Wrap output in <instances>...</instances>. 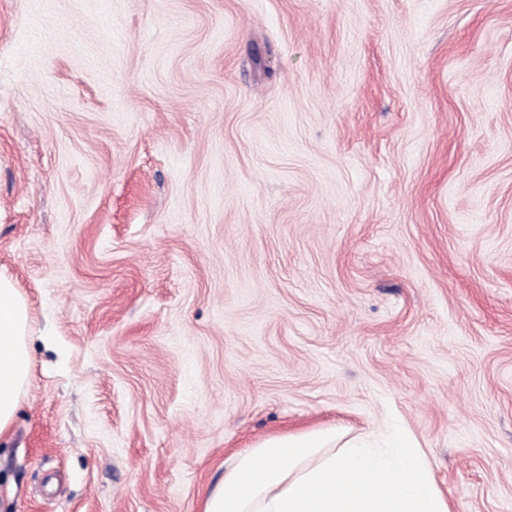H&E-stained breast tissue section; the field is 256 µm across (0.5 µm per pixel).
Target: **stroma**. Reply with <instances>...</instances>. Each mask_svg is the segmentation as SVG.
Listing matches in <instances>:
<instances>
[{
    "label": "stroma",
    "mask_w": 512,
    "mask_h": 512,
    "mask_svg": "<svg viewBox=\"0 0 512 512\" xmlns=\"http://www.w3.org/2000/svg\"><path fill=\"white\" fill-rule=\"evenodd\" d=\"M0 512H201L396 429L512 512V0H0ZM31 318L13 278L0 271V435L12 427L31 377Z\"/></svg>",
    "instance_id": "obj_1"
}]
</instances>
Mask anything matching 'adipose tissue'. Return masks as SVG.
<instances>
[{
    "mask_svg": "<svg viewBox=\"0 0 512 512\" xmlns=\"http://www.w3.org/2000/svg\"><path fill=\"white\" fill-rule=\"evenodd\" d=\"M26 298L0 271V435L31 377ZM201 512H450L421 448L341 441L333 432L273 436L224 468Z\"/></svg>",
    "mask_w": 512,
    "mask_h": 512,
    "instance_id": "1",
    "label": "adipose tissue"
}]
</instances>
